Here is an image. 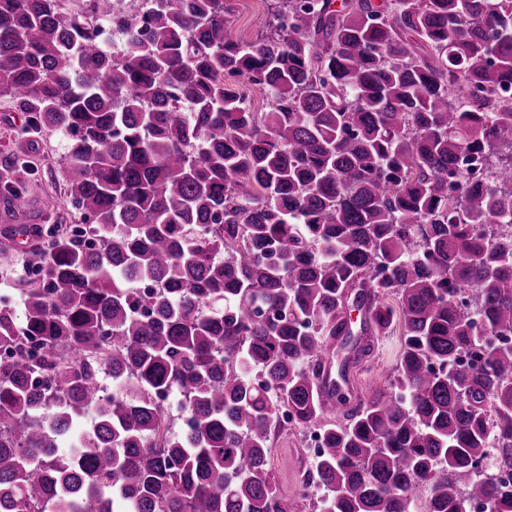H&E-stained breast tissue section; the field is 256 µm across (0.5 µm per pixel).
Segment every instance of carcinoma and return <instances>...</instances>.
I'll return each mask as SVG.
<instances>
[{
	"mask_svg": "<svg viewBox=\"0 0 512 512\" xmlns=\"http://www.w3.org/2000/svg\"><path fill=\"white\" fill-rule=\"evenodd\" d=\"M231 12L0 0V97L94 237L0 305V512H288L284 417L311 512H512V0ZM231 33L249 38L261 32L267 17L266 0H232ZM398 333L386 336L379 344L378 357L375 368L370 374H358L356 387L367 397L374 389L385 384L391 372L399 349ZM298 430L288 429L280 434L275 444L276 451L270 460L271 473L281 491L288 496V502L296 506L293 512H311L299 495L295 484L296 474L306 468L312 461L308 456H315L318 452V441L312 434L302 445ZM306 447V451H305ZM308 454V455H307Z\"/></svg>",
	"mask_w": 512,
	"mask_h": 512,
	"instance_id": "cac0c4a2",
	"label": "carcinoma"
}]
</instances>
